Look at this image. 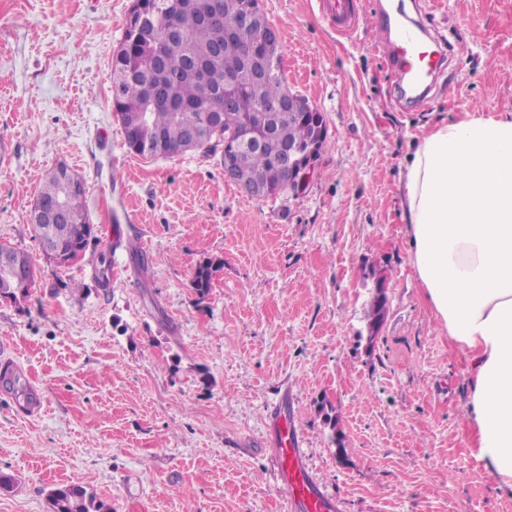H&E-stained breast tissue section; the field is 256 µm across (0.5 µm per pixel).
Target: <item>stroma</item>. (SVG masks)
<instances>
[{
  "instance_id": "stroma-1",
  "label": "stroma",
  "mask_w": 512,
  "mask_h": 512,
  "mask_svg": "<svg viewBox=\"0 0 512 512\" xmlns=\"http://www.w3.org/2000/svg\"><path fill=\"white\" fill-rule=\"evenodd\" d=\"M336 35L317 0H259L282 35L289 89L323 113L328 145L297 195L255 199L224 154L130 152L112 109V55L131 0H0V243L38 269L0 300V512H50L83 486L111 512H287L268 417L288 410L340 512H512L467 422V362L409 261L405 157L437 124L512 113V0H354ZM421 28L448 61L425 99L404 95L371 17ZM83 178L97 242L49 263L29 222L44 172ZM148 246L147 265L132 248ZM110 254L109 287L94 278ZM218 269L206 297L200 261ZM388 309L366 352L377 278ZM344 435L337 462L319 403Z\"/></svg>"
}]
</instances>
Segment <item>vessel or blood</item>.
Here are the masks:
<instances>
[{
  "instance_id": "b4317fda",
  "label": "vessel or blood",
  "mask_w": 512,
  "mask_h": 512,
  "mask_svg": "<svg viewBox=\"0 0 512 512\" xmlns=\"http://www.w3.org/2000/svg\"><path fill=\"white\" fill-rule=\"evenodd\" d=\"M325 18L337 32L350 34L360 24L361 16L349 0H319ZM380 34H394L406 69H413V55L420 45L418 32L403 27L379 26ZM272 432V462L278 481L288 501L289 512H337V501L326 494L314 479L306 462L305 450L293 419L286 407L273 408L269 417Z\"/></svg>"
}]
</instances>
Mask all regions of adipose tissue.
Here are the masks:
<instances>
[{"mask_svg":"<svg viewBox=\"0 0 512 512\" xmlns=\"http://www.w3.org/2000/svg\"><path fill=\"white\" fill-rule=\"evenodd\" d=\"M400 190L411 264L469 364L477 455L512 495V114L436 125Z\"/></svg>","mask_w":512,"mask_h":512,"instance_id":"ef3b65f1","label":"adipose tissue"}]
</instances>
